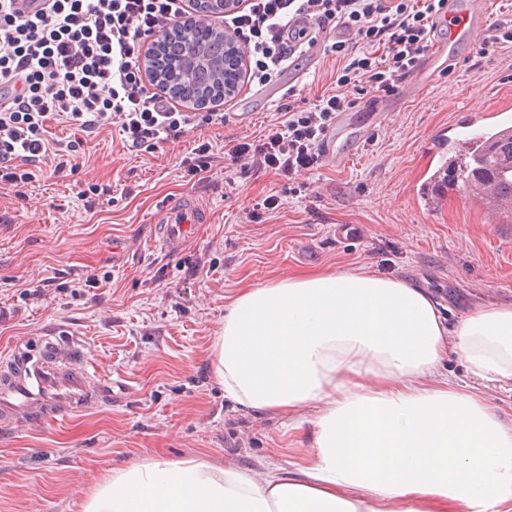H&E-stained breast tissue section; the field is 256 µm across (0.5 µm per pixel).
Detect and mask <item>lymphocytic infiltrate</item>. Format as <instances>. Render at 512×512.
Here are the masks:
<instances>
[{"mask_svg": "<svg viewBox=\"0 0 512 512\" xmlns=\"http://www.w3.org/2000/svg\"><path fill=\"white\" fill-rule=\"evenodd\" d=\"M0 0V84L14 95L0 107V184L15 188L36 178L45 160L55 172L77 171L85 140L48 138L46 116L57 113L89 134L115 125L129 147L157 148L183 136L194 113L147 86L142 60L148 42L177 27L199 24L194 0H48L24 16ZM224 24L248 52L247 79L266 84L311 43L313 30L340 27L351 41H335L342 58L334 92L312 107L289 110L280 129L228 149L234 161L289 179L313 168L337 113L353 108L364 84L392 94L428 51L433 17L446 0H244ZM306 16L311 27H294Z\"/></svg>", "mask_w": 512, "mask_h": 512, "instance_id": "1", "label": "lymphocytic infiltrate"}]
</instances>
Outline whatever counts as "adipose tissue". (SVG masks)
I'll return each instance as SVG.
<instances>
[{"label": "adipose tissue", "instance_id": "obj_1", "mask_svg": "<svg viewBox=\"0 0 512 512\" xmlns=\"http://www.w3.org/2000/svg\"><path fill=\"white\" fill-rule=\"evenodd\" d=\"M512 383V305L448 327L430 296L367 270L238 292L210 352L225 398L310 424L288 465L155 457L113 470L82 512H512V420L452 377Z\"/></svg>", "mask_w": 512, "mask_h": 512}]
</instances>
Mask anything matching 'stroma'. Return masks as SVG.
Returning a JSON list of instances; mask_svg holds the SVG:
<instances>
[{"label":"stroma","mask_w":512,"mask_h":512,"mask_svg":"<svg viewBox=\"0 0 512 512\" xmlns=\"http://www.w3.org/2000/svg\"><path fill=\"white\" fill-rule=\"evenodd\" d=\"M291 64L301 80L287 100V76L243 82L220 110V125L189 126L183 138L129 148L118 127L101 129L77 172L44 167L22 193L0 188V373L18 350L40 357L73 337L93 354L98 396L67 411L50 406L30 425H0V512H81L112 470L166 456L218 465L287 464L310 442V425L285 433L279 417L232 408L212 377L210 351L224 305L243 288L286 273L369 268L426 289L446 323L512 303V224L490 223L453 189L440 205L422 187L448 159L461 109L493 111L512 101V46L464 51L452 73L417 96L364 87L360 112L383 125L344 166L326 158L286 180L225 157L227 146L280 128L288 103L311 106L336 87L341 61L324 53ZM221 159L207 181L180 166L199 139ZM97 184L94 209L78 197ZM278 195L280 206L262 200ZM195 196L210 221L188 247L169 251L153 223L166 201ZM342 227L358 229L343 238ZM98 276L96 287L84 286ZM449 373L512 417V388L474 380L449 355Z\"/></svg>","instance_id":"stroma-1"}]
</instances>
